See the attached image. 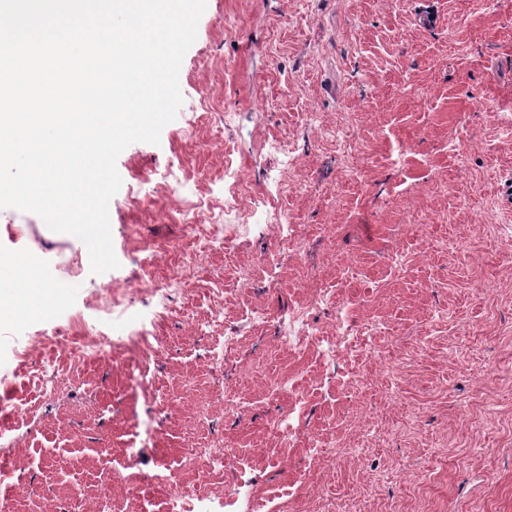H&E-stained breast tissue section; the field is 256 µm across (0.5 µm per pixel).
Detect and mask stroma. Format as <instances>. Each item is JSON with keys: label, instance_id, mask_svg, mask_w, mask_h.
Returning <instances> with one entry per match:
<instances>
[{"label": "stroma", "instance_id": "stroma-1", "mask_svg": "<svg viewBox=\"0 0 512 512\" xmlns=\"http://www.w3.org/2000/svg\"><path fill=\"white\" fill-rule=\"evenodd\" d=\"M179 85L117 160L118 269L0 208L66 289L0 314V512H512V0H207ZM321 288L317 336L376 331L331 365L278 340Z\"/></svg>", "mask_w": 512, "mask_h": 512}]
</instances>
